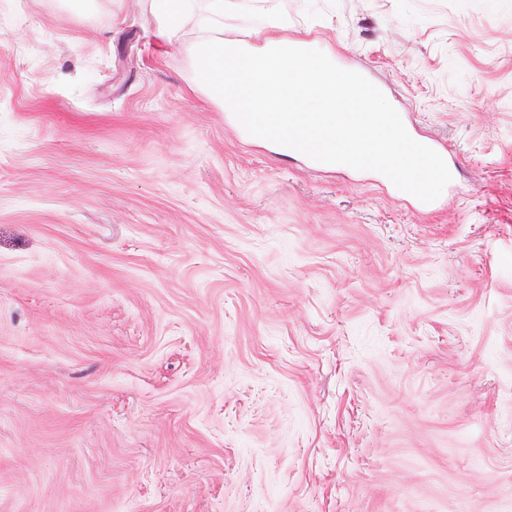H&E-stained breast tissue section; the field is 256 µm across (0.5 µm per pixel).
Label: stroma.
Returning <instances> with one entry per match:
<instances>
[{"instance_id":"35a3bbf8","label":"stroma","mask_w":512,"mask_h":512,"mask_svg":"<svg viewBox=\"0 0 512 512\" xmlns=\"http://www.w3.org/2000/svg\"><path fill=\"white\" fill-rule=\"evenodd\" d=\"M149 0H0V512H512V0H233L387 81L472 195L233 139ZM399 115L403 121V124L408 131L409 135L419 143H422L433 150H435L445 161L451 175L452 181L446 186L442 195L435 201L430 203H424L415 198L414 196L399 190L396 188L393 183L384 175L375 172V171H358L351 167L341 164H327L314 161L304 154L300 153L297 150L292 148L284 147L279 145L280 152H277L279 155L285 157L299 158L312 170H327L331 171V169L336 166V171H345L350 173H367L372 175L378 185L382 190L386 192V194L395 202L406 204L411 208L413 212L416 213H430L439 211L444 208L448 199H456L457 197H463L464 193L460 189V168L457 163L456 158L453 159L451 156V151L447 148L446 145L437 142L431 138H423L418 134V131L415 127V124L412 119L411 112H399ZM447 192V194H446Z\"/></svg>"}]
</instances>
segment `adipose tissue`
Here are the masks:
<instances>
[{
  "label": "adipose tissue",
  "instance_id": "obj_1",
  "mask_svg": "<svg viewBox=\"0 0 512 512\" xmlns=\"http://www.w3.org/2000/svg\"><path fill=\"white\" fill-rule=\"evenodd\" d=\"M228 0H150L154 38L170 42L177 39L185 22L195 19L199 34L184 47L191 76L192 91L216 104L224 102V48L244 43L256 67V75L243 94V106L255 112H284L295 107L303 118L323 116L328 129L342 120V111L317 92L301 93L296 103H289L288 89L297 78L288 65V40L262 30L242 34L224 27Z\"/></svg>",
  "mask_w": 512,
  "mask_h": 512
}]
</instances>
